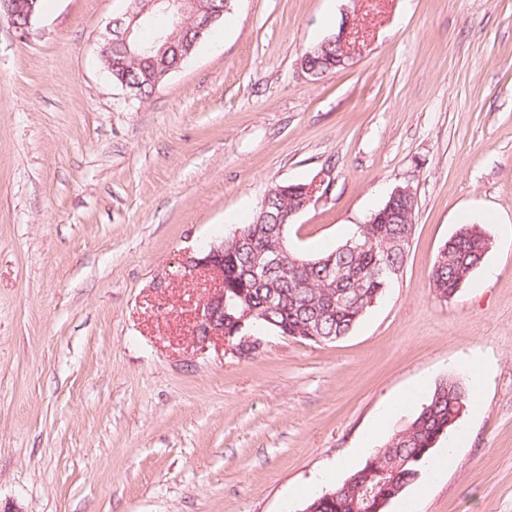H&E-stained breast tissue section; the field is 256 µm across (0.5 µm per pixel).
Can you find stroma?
<instances>
[{
	"instance_id": "35a3bbf8",
	"label": "stroma",
	"mask_w": 512,
	"mask_h": 512,
	"mask_svg": "<svg viewBox=\"0 0 512 512\" xmlns=\"http://www.w3.org/2000/svg\"><path fill=\"white\" fill-rule=\"evenodd\" d=\"M127 5L41 0L23 38L0 22V506L302 512L385 442L388 400L409 397L392 432L452 376L480 400L417 512H512V0H233L144 100L99 57ZM346 17L353 65L308 76ZM316 178L300 254L413 186L402 276L335 342L199 349L207 291L181 254ZM465 224L493 247L445 301L433 265ZM320 44L306 49L300 58V67L302 71L313 78L321 77L320 73L323 74L325 72L332 71L330 69V64H332V60L336 58V53L339 52V49L332 45H328L327 48L320 49ZM304 56L307 58L311 66L308 64ZM311 67L315 69H312Z\"/></svg>"
}]
</instances>
